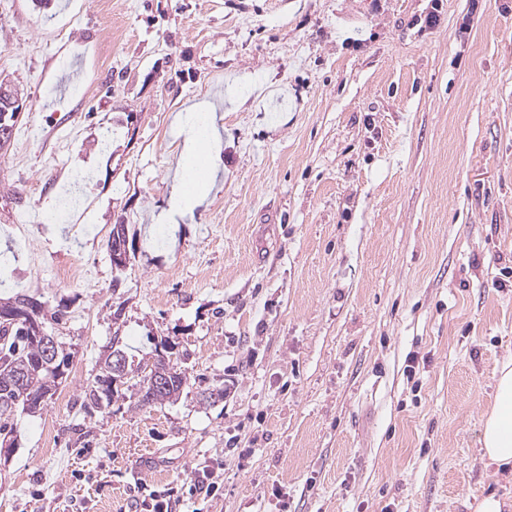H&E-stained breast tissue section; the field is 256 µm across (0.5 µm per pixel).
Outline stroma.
Listing matches in <instances>:
<instances>
[{
    "instance_id": "stroma-1",
    "label": "stroma",
    "mask_w": 512,
    "mask_h": 512,
    "mask_svg": "<svg viewBox=\"0 0 512 512\" xmlns=\"http://www.w3.org/2000/svg\"><path fill=\"white\" fill-rule=\"evenodd\" d=\"M469 5L444 0L429 29L430 0H0V77L22 104L0 251L73 352L42 410L14 416L0 512L512 501L479 443L512 358V0ZM219 102L212 187L161 234L178 117ZM80 172L69 221L16 249V214L55 212ZM117 335L137 363L173 344L176 401L140 405L130 382L82 408ZM205 470L215 494L194 489ZM117 227H120V229L122 230L124 246H123L122 243L121 244L118 243V238H117V245L114 247V251L112 252V246L114 244L112 242V232H114V230ZM127 242H128V227H127V225H124V224L112 225V230H111V232L108 235V239H107V243H106V247H107V251H108L111 263H112V260L115 263L122 262L124 260L125 254H126V262H125V264L123 266H118V265L115 266V269L117 271H122L128 265H130L131 254H130V251H129L128 247H127ZM124 251H125V253H124ZM111 254H112V258H111Z\"/></svg>"
}]
</instances>
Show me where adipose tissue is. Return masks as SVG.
I'll return each mask as SVG.
<instances>
[{
    "label": "adipose tissue",
    "mask_w": 512,
    "mask_h": 512,
    "mask_svg": "<svg viewBox=\"0 0 512 512\" xmlns=\"http://www.w3.org/2000/svg\"><path fill=\"white\" fill-rule=\"evenodd\" d=\"M180 123L184 147L171 207L186 214L193 212L207 192L216 170L212 146L218 131L213 114L204 109L181 114ZM481 444L490 464L503 470L512 468V360L503 363L497 373L494 405L484 422Z\"/></svg>",
    "instance_id": "adipose-tissue-1"
}]
</instances>
